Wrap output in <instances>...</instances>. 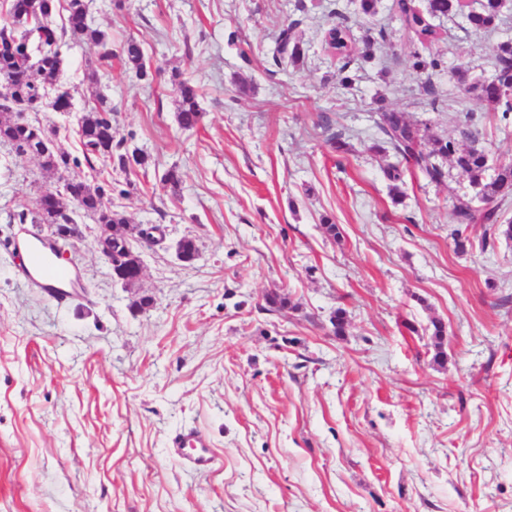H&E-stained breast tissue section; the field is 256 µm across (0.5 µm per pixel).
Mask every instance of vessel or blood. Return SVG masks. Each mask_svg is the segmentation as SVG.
I'll return each mask as SVG.
<instances>
[{
    "label": "vessel or blood",
    "mask_w": 512,
    "mask_h": 512,
    "mask_svg": "<svg viewBox=\"0 0 512 512\" xmlns=\"http://www.w3.org/2000/svg\"><path fill=\"white\" fill-rule=\"evenodd\" d=\"M16 247L28 258L27 263L18 268V278L48 288L50 297L58 305L65 306L75 301L74 290L80 285L79 275L59 264L58 244L38 235L18 241ZM168 446L192 470L206 471L215 463L210 443L196 428H180L171 436Z\"/></svg>",
    "instance_id": "1"
}]
</instances>
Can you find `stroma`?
I'll return each mask as SVG.
<instances>
[{
	"mask_svg": "<svg viewBox=\"0 0 512 512\" xmlns=\"http://www.w3.org/2000/svg\"><path fill=\"white\" fill-rule=\"evenodd\" d=\"M88 4L112 44H141L149 76L117 57L99 68L100 46L65 37L72 109L38 118L71 173L100 184L75 130L104 95L124 152L147 158L113 172L112 206L165 235L134 242L144 271L127 287L76 214L83 235L62 261L85 297L56 306L16 276L9 243L34 231L19 216L59 179L0 144V512H512V240L481 248L477 225L456 252L448 189L469 191L467 178L410 175L395 198L383 173L395 157L372 150L381 110L442 139L472 112L479 145L512 164V124L459 81L490 78L512 10L475 30L477 2L464 0L424 43L397 0L372 17L359 0ZM341 15L346 72L325 42ZM289 24L305 52L296 65L276 57ZM430 53L442 68L417 72L415 55ZM180 79L204 111L190 131L176 120ZM335 133L350 152L332 147ZM173 166L175 189L160 182ZM184 238L190 263L176 253ZM273 289L289 309H263ZM143 296L154 303L141 310ZM434 318L447 325L441 366ZM184 426L210 440L213 470L170 455Z\"/></svg>",
	"mask_w": 512,
	"mask_h": 512,
	"instance_id": "35a3bbf8",
	"label": "stroma"
}]
</instances>
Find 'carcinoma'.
<instances>
[{"mask_svg": "<svg viewBox=\"0 0 512 512\" xmlns=\"http://www.w3.org/2000/svg\"><path fill=\"white\" fill-rule=\"evenodd\" d=\"M506 0H479L478 7L467 14L470 26L486 30L494 26ZM59 0H9L7 14L11 22L0 27V143H5L19 155H37L43 159L42 166L48 170H68L69 155L65 152L45 151L44 139L54 136L51 128L39 120L22 121L13 118L15 112H41V100L54 94L52 110H71L70 94L60 84L63 69L60 42L66 33L78 38H86L97 45L108 43L107 35L88 23V9L85 0H67L65 10L67 23L57 28L52 17ZM406 26L412 29L419 39L433 41L437 32L434 26L410 10L407 0H399ZM459 0H428L427 14L432 18H444L456 14ZM292 26H287L279 36V53L292 64L303 60L304 48L291 37ZM120 54L125 63L139 79L148 77L141 45L134 39L126 40L119 51L105 50L100 55V64L110 65L112 57ZM495 70L512 71V43L499 45L494 60ZM480 98L492 110L500 114V120H512V97L501 96L499 89L489 83L475 86ZM180 101L177 121L184 129H193L203 120L204 112L198 101L197 89L186 81L178 82ZM97 105L83 115L78 122V136L85 150V159H98L104 163L117 160L120 170L127 171V154H114L122 142L114 141L112 132V105L104 96L96 95ZM376 127L383 143L390 146L397 162L385 169L386 179L393 189H399L404 171L413 169L425 180L435 185L447 184L448 171L445 163L451 162L470 185L476 195L485 202L505 201L512 198V165H502L493 176H487L488 154L475 146L463 147L455 139H440L429 133V127H420L410 122L404 113L384 110L377 113ZM63 187L67 199L92 217L98 224L120 226L126 223L124 215L112 209V199L104 185L93 186L82 176L74 175L64 179ZM448 195L453 200V216L457 228L451 232L455 249L464 252L473 246L467 235L473 224L485 225V235L481 246L488 244L489 238L497 233L512 240V224L500 223V206L479 209L473 205V197L450 186ZM31 222L35 224H72L73 218L61 202V196L46 187L31 201ZM431 336L435 344L433 361L442 365L447 360L443 350L446 325L440 319L431 320Z\"/></svg>", "mask_w": 512, "mask_h": 512, "instance_id": "1", "label": "carcinoma"}]
</instances>
